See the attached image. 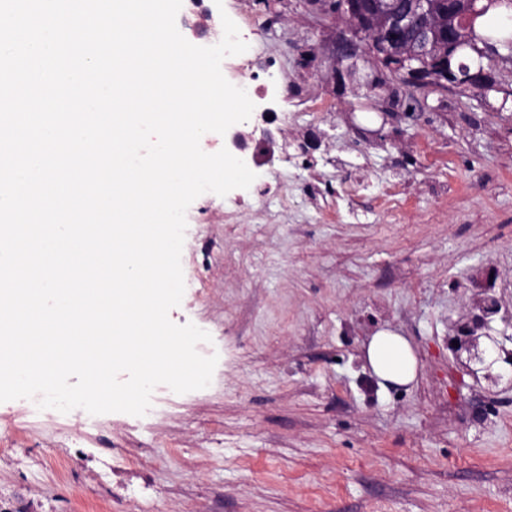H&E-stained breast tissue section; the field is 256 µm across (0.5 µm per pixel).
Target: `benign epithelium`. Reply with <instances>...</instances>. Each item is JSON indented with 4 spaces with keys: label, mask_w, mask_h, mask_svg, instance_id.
Returning <instances> with one entry per match:
<instances>
[{
    "label": "benign epithelium",
    "mask_w": 512,
    "mask_h": 512,
    "mask_svg": "<svg viewBox=\"0 0 512 512\" xmlns=\"http://www.w3.org/2000/svg\"><path fill=\"white\" fill-rule=\"evenodd\" d=\"M330 5L336 12L344 13L351 23L349 34L336 37V58L347 59L350 65L345 69L347 76L354 78L360 73L358 60L366 55L371 59L379 56L380 50L389 49V54L396 60L403 76L416 84L448 83L454 87H477L483 94L497 90V85L483 66L476 71L451 67L448 47L457 51L471 46L469 30L472 15L461 17L460 27L452 30L451 40L443 44L439 40V30L443 25L442 14L438 12L436 0H409L405 12L397 14L386 12L381 25L369 23L365 12L366 0H331ZM385 31H403L413 34L408 43L390 41L381 38ZM502 305L499 298L485 294L474 305L473 310L455 325V330L448 335V349L455 355L467 354V361L481 365L485 378L493 383L503 378V374L493 373L499 363L508 365L512 370V351L502 348L491 353L489 347L480 343L479 337L470 334L474 325H486L498 315Z\"/></svg>",
    "instance_id": "7a95c632"
}]
</instances>
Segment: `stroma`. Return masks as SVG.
I'll return each mask as SVG.
<instances>
[{
  "label": "stroma",
  "mask_w": 512,
  "mask_h": 512,
  "mask_svg": "<svg viewBox=\"0 0 512 512\" xmlns=\"http://www.w3.org/2000/svg\"><path fill=\"white\" fill-rule=\"evenodd\" d=\"M250 19L222 73L255 111L249 189L186 213L185 291L210 385L155 414L35 415L0 403V512H512V384L448 348L481 294L512 313V64L483 95L338 76L348 23L319 0H183ZM294 113L280 126L263 110ZM410 341L381 387L362 347ZM365 357L381 386H406L417 376L418 361L411 344L391 330H380L372 336Z\"/></svg>",
  "instance_id": "1"
}]
</instances>
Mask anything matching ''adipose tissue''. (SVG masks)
<instances>
[{
  "mask_svg": "<svg viewBox=\"0 0 512 512\" xmlns=\"http://www.w3.org/2000/svg\"><path fill=\"white\" fill-rule=\"evenodd\" d=\"M366 361L379 385L406 386L418 371V361L409 341L400 334L378 331L365 348Z\"/></svg>",
  "mask_w": 512,
  "mask_h": 512,
  "instance_id": "adipose-tissue-1",
  "label": "adipose tissue"
}]
</instances>
